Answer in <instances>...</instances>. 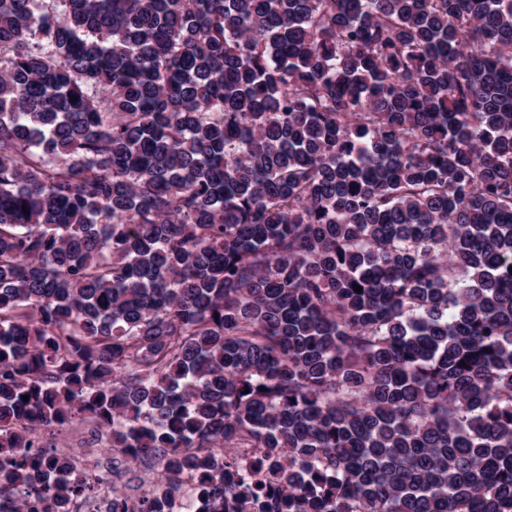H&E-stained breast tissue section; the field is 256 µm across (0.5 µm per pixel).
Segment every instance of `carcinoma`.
Wrapping results in <instances>:
<instances>
[{"label":"carcinoma","mask_w":512,"mask_h":512,"mask_svg":"<svg viewBox=\"0 0 512 512\" xmlns=\"http://www.w3.org/2000/svg\"><path fill=\"white\" fill-rule=\"evenodd\" d=\"M511 266L512 0H0L10 512H512ZM68 458L70 472L84 481L94 484L96 495L90 499L72 501L68 503L63 512H107L108 504L112 499V479L106 472L96 466V455L92 449H87L76 455L61 450ZM103 480H102V479Z\"/></svg>","instance_id":"cac0c4a2"}]
</instances>
